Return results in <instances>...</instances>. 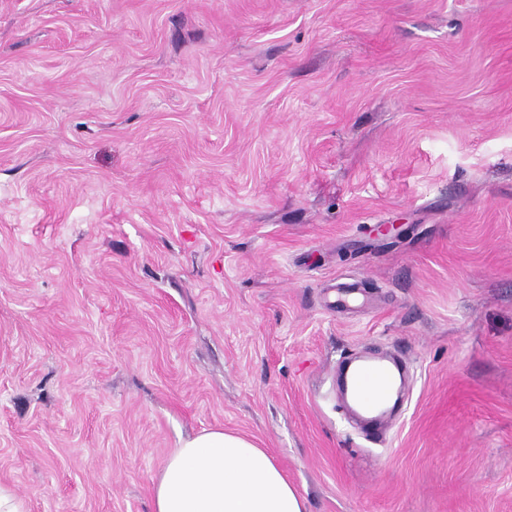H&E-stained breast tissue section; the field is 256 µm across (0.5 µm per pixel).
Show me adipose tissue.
I'll return each mask as SVG.
<instances>
[{
  "instance_id": "obj_1",
  "label": "adipose tissue",
  "mask_w": 512,
  "mask_h": 512,
  "mask_svg": "<svg viewBox=\"0 0 512 512\" xmlns=\"http://www.w3.org/2000/svg\"><path fill=\"white\" fill-rule=\"evenodd\" d=\"M152 512H306L277 459L214 427L183 439L153 478Z\"/></svg>"
}]
</instances>
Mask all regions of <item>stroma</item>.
Here are the masks:
<instances>
[{"label": "stroma", "instance_id": "35a3bbf8", "mask_svg": "<svg viewBox=\"0 0 512 512\" xmlns=\"http://www.w3.org/2000/svg\"><path fill=\"white\" fill-rule=\"evenodd\" d=\"M216 426L307 512H512V0H0V483L152 512ZM347 369L340 396L360 416L361 426L371 428L391 408L397 375L387 362L376 358L353 360Z\"/></svg>", "mask_w": 512, "mask_h": 512}]
</instances>
